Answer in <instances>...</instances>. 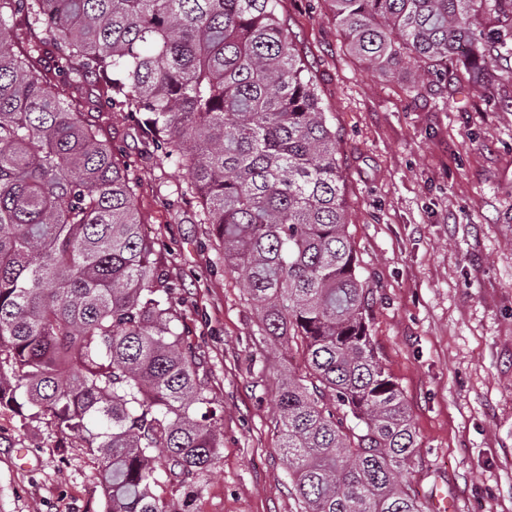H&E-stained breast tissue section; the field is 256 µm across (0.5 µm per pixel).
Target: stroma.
<instances>
[{
	"instance_id": "35a3bbf8",
	"label": "stroma",
	"mask_w": 512,
	"mask_h": 512,
	"mask_svg": "<svg viewBox=\"0 0 512 512\" xmlns=\"http://www.w3.org/2000/svg\"><path fill=\"white\" fill-rule=\"evenodd\" d=\"M277 11L336 129L370 333L416 437L407 490L426 506L443 494L453 512H512V55L487 86L451 95L350 55L330 0ZM92 119L130 165L143 234L167 246L224 408V455L194 512H301L276 408V374L301 371V348L260 336L243 280L183 192L187 171L149 155L129 113ZM101 470L74 436L0 413V512H105Z\"/></svg>"
}]
</instances>
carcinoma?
Here are the masks:
<instances>
[{"label": "carcinoma", "mask_w": 512, "mask_h": 512, "mask_svg": "<svg viewBox=\"0 0 512 512\" xmlns=\"http://www.w3.org/2000/svg\"><path fill=\"white\" fill-rule=\"evenodd\" d=\"M333 2L351 53L449 88L490 82L512 41V0ZM49 53L188 171L260 335L302 345L277 408L303 512H423L402 482L415 436L370 333L336 129L277 0H0V410L80 436L106 512H194L224 448L136 181L41 70ZM164 483L184 496L157 495Z\"/></svg>", "instance_id": "cac0c4a2"}]
</instances>
